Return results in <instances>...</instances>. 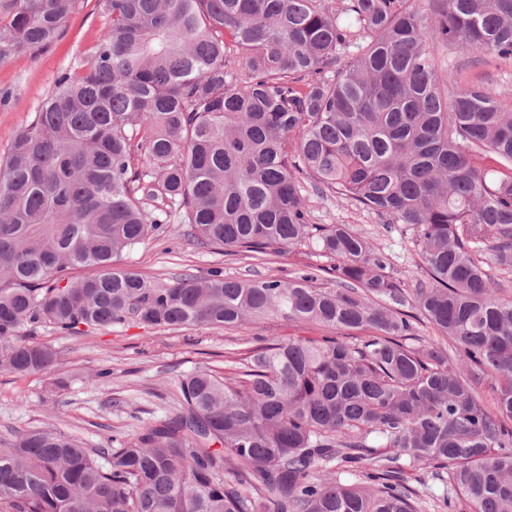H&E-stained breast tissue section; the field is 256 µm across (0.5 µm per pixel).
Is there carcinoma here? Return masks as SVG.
Segmentation results:
<instances>
[{"label": "carcinoma", "instance_id": "carcinoma-1", "mask_svg": "<svg viewBox=\"0 0 512 512\" xmlns=\"http://www.w3.org/2000/svg\"><path fill=\"white\" fill-rule=\"evenodd\" d=\"M76 3L3 0L0 61L52 43ZM100 6L89 67L58 79L0 158V372L52 371L60 352L26 336L40 324L275 314L370 335L277 336L222 376L184 374L178 411L117 448L18 433L0 444V512H512V285L490 273L512 271V112L446 56L511 60L512 0ZM140 151L153 169L133 167ZM309 186L408 233L416 287L350 225L310 224ZM159 197L203 249L314 242L337 287L312 267L161 284L117 266L170 232L146 207ZM409 471L439 491L420 495Z\"/></svg>", "mask_w": 512, "mask_h": 512}]
</instances>
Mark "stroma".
I'll return each mask as SVG.
<instances>
[{"label":"stroma","mask_w":512,"mask_h":512,"mask_svg":"<svg viewBox=\"0 0 512 512\" xmlns=\"http://www.w3.org/2000/svg\"><path fill=\"white\" fill-rule=\"evenodd\" d=\"M105 18L99 0H79L62 35L48 48L0 61V157L16 134L28 124L64 73L83 71L101 37ZM448 62L463 78L480 82L512 109V64L485 67L471 56L449 51ZM310 221L347 224L388 255L389 273L403 288H413L422 272L414 245L405 234L385 231L378 217L355 202L328 193L308 194ZM121 266L154 281L176 275L207 274L222 269L234 279L287 280L308 266L321 268L316 285L332 288L327 274L331 259L315 246H301L261 256H227L197 248L182 235L148 238L124 253ZM320 327L269 316L236 327L196 326L167 329L147 325H117L83 335L68 334L50 325L31 329L34 341L60 352L52 375L18 377L0 372V440L14 433L51 426L75 437L88 448H103L109 437L130 438L145 427L173 415L179 375L199 367L232 370L244 349L275 336H318ZM108 377H100L102 369Z\"/></svg>","instance_id":"stroma-1"}]
</instances>
